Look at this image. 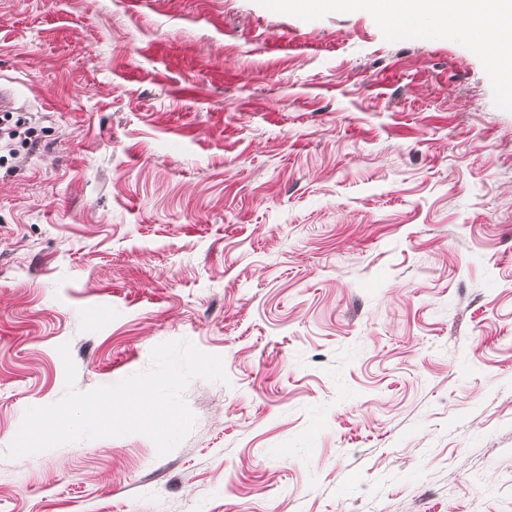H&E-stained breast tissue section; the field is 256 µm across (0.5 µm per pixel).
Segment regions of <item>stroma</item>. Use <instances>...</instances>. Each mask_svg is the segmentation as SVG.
<instances>
[{"label":"stroma","instance_id":"1","mask_svg":"<svg viewBox=\"0 0 512 512\" xmlns=\"http://www.w3.org/2000/svg\"><path fill=\"white\" fill-rule=\"evenodd\" d=\"M0 512H512V96L451 30L0 0ZM109 307V316L91 313ZM186 339L188 437L7 451Z\"/></svg>","mask_w":512,"mask_h":512}]
</instances>
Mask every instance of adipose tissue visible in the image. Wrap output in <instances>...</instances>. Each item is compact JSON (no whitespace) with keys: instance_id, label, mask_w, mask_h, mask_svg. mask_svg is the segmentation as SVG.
Segmentation results:
<instances>
[{"instance_id":"1","label":"adipose tissue","mask_w":512,"mask_h":512,"mask_svg":"<svg viewBox=\"0 0 512 512\" xmlns=\"http://www.w3.org/2000/svg\"><path fill=\"white\" fill-rule=\"evenodd\" d=\"M304 13L329 7L373 11L385 19L415 26L427 20L432 29H463L493 75L512 87V0H282Z\"/></svg>"}]
</instances>
